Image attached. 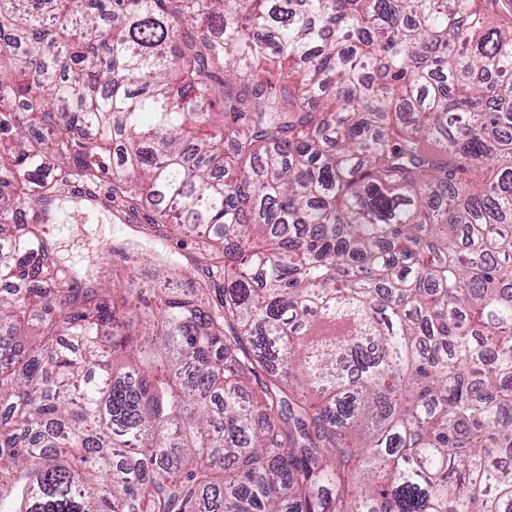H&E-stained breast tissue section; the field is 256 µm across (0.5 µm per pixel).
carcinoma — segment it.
<instances>
[{
	"instance_id": "cac0c4a2",
	"label": "carcinoma",
	"mask_w": 512,
	"mask_h": 512,
	"mask_svg": "<svg viewBox=\"0 0 512 512\" xmlns=\"http://www.w3.org/2000/svg\"><path fill=\"white\" fill-rule=\"evenodd\" d=\"M482 0H0V512H512V25ZM201 275L80 287L76 186Z\"/></svg>"
}]
</instances>
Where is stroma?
I'll use <instances>...</instances> for the list:
<instances>
[{
	"instance_id": "obj_1",
	"label": "stroma",
	"mask_w": 512,
	"mask_h": 512,
	"mask_svg": "<svg viewBox=\"0 0 512 512\" xmlns=\"http://www.w3.org/2000/svg\"><path fill=\"white\" fill-rule=\"evenodd\" d=\"M46 238L59 264L79 280H109L117 274L146 276L152 263L179 272L191 271L196 254L193 239L163 238L148 230L142 216L113 217L103 192H81L56 201L45 226Z\"/></svg>"
}]
</instances>
